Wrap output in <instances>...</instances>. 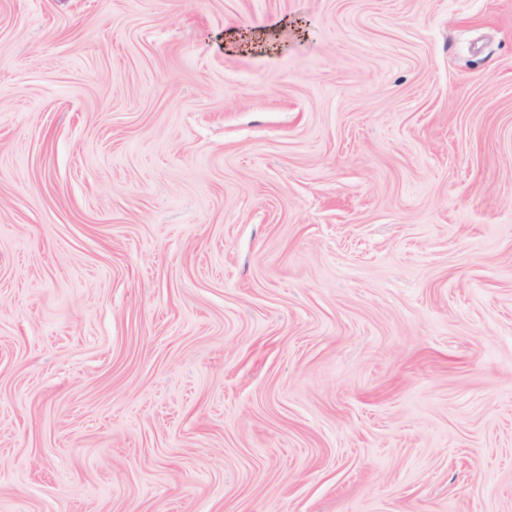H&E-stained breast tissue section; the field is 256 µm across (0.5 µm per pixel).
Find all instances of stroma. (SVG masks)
Listing matches in <instances>:
<instances>
[{
	"mask_svg": "<svg viewBox=\"0 0 512 512\" xmlns=\"http://www.w3.org/2000/svg\"><path fill=\"white\" fill-rule=\"evenodd\" d=\"M0 512H512V0H0ZM288 26V21H284L271 26L248 27L243 32L232 30L224 34V47L232 45L237 49L274 52L279 49V37L273 38V35Z\"/></svg>",
	"mask_w": 512,
	"mask_h": 512,
	"instance_id": "stroma-1",
	"label": "stroma"
}]
</instances>
